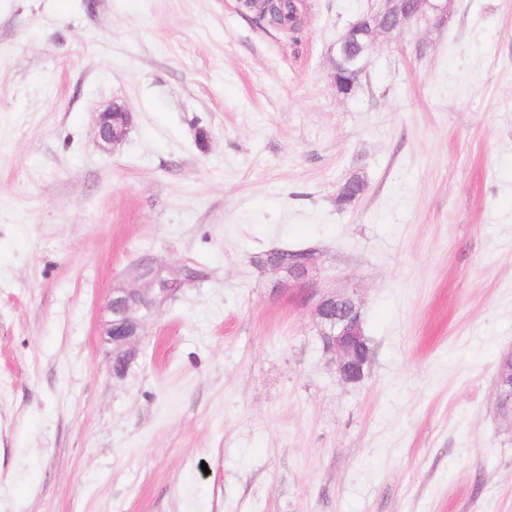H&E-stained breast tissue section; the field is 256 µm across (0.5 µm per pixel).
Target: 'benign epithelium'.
Listing matches in <instances>:
<instances>
[{
	"label": "benign epithelium",
	"instance_id": "obj_1",
	"mask_svg": "<svg viewBox=\"0 0 512 512\" xmlns=\"http://www.w3.org/2000/svg\"><path fill=\"white\" fill-rule=\"evenodd\" d=\"M413 20L437 26L445 24L448 0H377L349 30L356 36H366L373 43L379 34L401 30ZM351 51L348 36L336 41L333 82L340 95L351 92L365 69L363 65L354 69L347 66ZM130 123L131 113L125 106L114 103L98 113L97 137L105 144H117L126 137ZM181 276L179 268L159 264L148 257L142 259L132 273L131 285L113 291L108 301L110 319L105 323L104 342L121 348L132 345L140 335L143 322L178 290ZM351 301L347 295L327 293L320 295L315 303L317 317L329 326L325 336L336 371L345 383L354 382L362 375L363 329L360 316L348 307Z\"/></svg>",
	"mask_w": 512,
	"mask_h": 512
}]
</instances>
